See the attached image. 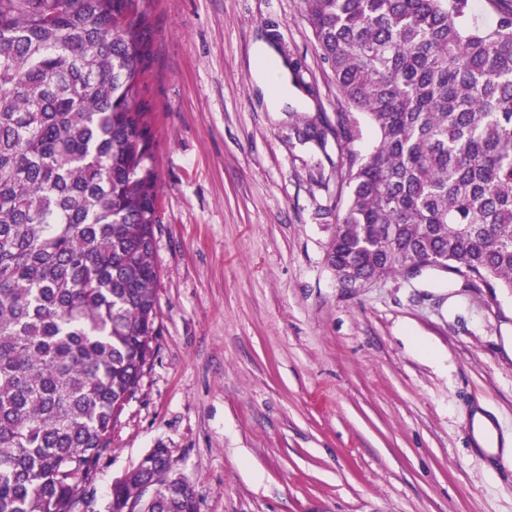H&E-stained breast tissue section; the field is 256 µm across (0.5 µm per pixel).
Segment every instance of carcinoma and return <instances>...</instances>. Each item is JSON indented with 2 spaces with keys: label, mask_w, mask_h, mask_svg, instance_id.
<instances>
[{
  "label": "carcinoma",
  "mask_w": 512,
  "mask_h": 512,
  "mask_svg": "<svg viewBox=\"0 0 512 512\" xmlns=\"http://www.w3.org/2000/svg\"><path fill=\"white\" fill-rule=\"evenodd\" d=\"M345 102L375 127L347 151L328 262L346 287L441 259L512 292V8L304 0ZM136 0H0V512H77L153 354L158 173L138 101ZM299 140L356 129L300 118ZM168 451L106 512H198Z\"/></svg>",
  "instance_id": "1"
}]
</instances>
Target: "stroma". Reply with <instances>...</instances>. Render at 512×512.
Segmentation results:
<instances>
[{"mask_svg":"<svg viewBox=\"0 0 512 512\" xmlns=\"http://www.w3.org/2000/svg\"><path fill=\"white\" fill-rule=\"evenodd\" d=\"M160 225L154 356L78 512L154 448L199 512H512L473 441L512 434V293L426 269L344 288L327 262L347 150L298 116L349 111L303 0H141ZM289 63L286 111L257 77ZM429 344L423 356L417 342ZM472 426L474 437L483 450L492 455L501 454L504 459L512 457V435H504L501 439L485 408L481 407L475 413Z\"/></svg>","mask_w":512,"mask_h":512,"instance_id":"stroma-1","label":"stroma"}]
</instances>
